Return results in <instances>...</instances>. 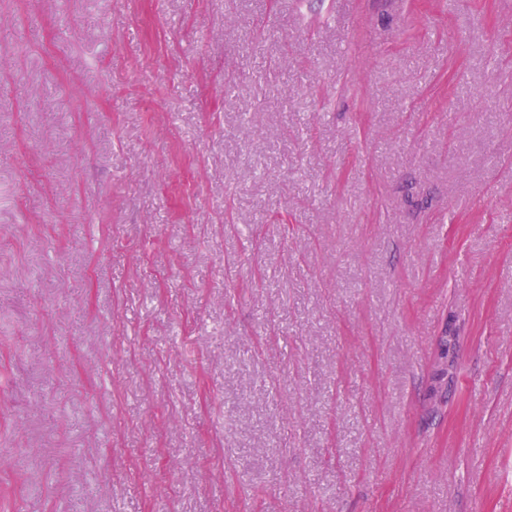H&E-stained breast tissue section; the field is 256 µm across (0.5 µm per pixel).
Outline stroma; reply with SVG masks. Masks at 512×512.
Returning <instances> with one entry per match:
<instances>
[{
    "mask_svg": "<svg viewBox=\"0 0 512 512\" xmlns=\"http://www.w3.org/2000/svg\"><path fill=\"white\" fill-rule=\"evenodd\" d=\"M0 512H512V5L0 0Z\"/></svg>",
    "mask_w": 512,
    "mask_h": 512,
    "instance_id": "obj_1",
    "label": "stroma"
}]
</instances>
